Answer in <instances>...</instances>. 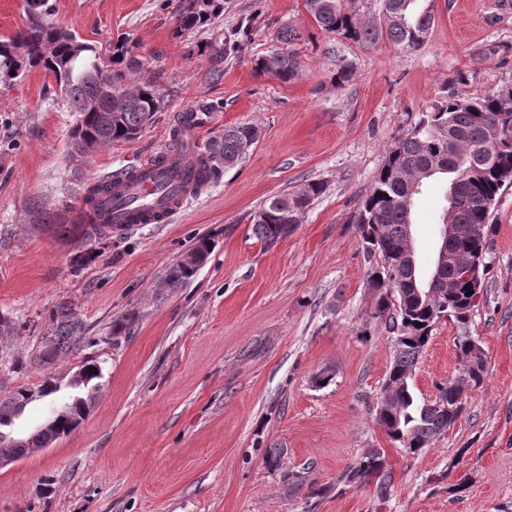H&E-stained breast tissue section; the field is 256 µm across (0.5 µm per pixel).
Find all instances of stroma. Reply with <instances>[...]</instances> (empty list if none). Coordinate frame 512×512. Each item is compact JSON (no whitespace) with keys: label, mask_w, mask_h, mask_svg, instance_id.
Instances as JSON below:
<instances>
[{"label":"stroma","mask_w":512,"mask_h":512,"mask_svg":"<svg viewBox=\"0 0 512 512\" xmlns=\"http://www.w3.org/2000/svg\"><path fill=\"white\" fill-rule=\"evenodd\" d=\"M54 18L103 47L126 39L146 63L160 107L140 137L77 155V121L52 74L35 68L0 83V397L72 375L96 358L95 406L69 435L0 468V512H512V186L501 192L488 236L484 288L467 329L436 325L412 381L422 399L459 370L455 341L468 332L486 355L483 383L462 417L418 455L375 421L392 361V336L370 318L374 294L355 216L386 151L422 113L456 90L512 87V0H423L434 15L427 41L409 50L381 40L364 48L325 35L304 0H223L208 25L177 33L178 0H50ZM248 40L217 58L214 50ZM295 28L299 79L257 75L254 60L278 30ZM356 71L335 88L337 58ZM207 108L203 129L178 128ZM260 136L172 224H139L91 242L44 226L79 207L93 178L163 150L209 149L227 126ZM320 180L325 193L274 247L251 216L272 195ZM446 204L428 183L413 212L422 272H429ZM214 248L174 293L155 284L197 237ZM84 338L53 364L31 363L61 306ZM134 312L131 335L110 337ZM333 379L315 386L314 374ZM384 449L390 484L348 487L343 471Z\"/></svg>","instance_id":"stroma-1"}]
</instances>
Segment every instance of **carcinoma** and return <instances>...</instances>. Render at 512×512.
Masks as SVG:
<instances>
[{
	"label": "carcinoma",
	"mask_w": 512,
	"mask_h": 512,
	"mask_svg": "<svg viewBox=\"0 0 512 512\" xmlns=\"http://www.w3.org/2000/svg\"><path fill=\"white\" fill-rule=\"evenodd\" d=\"M41 23L25 26L0 39V46H22L25 58L15 59L0 51V71L22 67L21 74L41 68L52 74L62 93L78 113L74 127L73 148L86 153L83 144L94 150L112 143L136 138L145 128L146 114L159 109L154 85L139 81L144 62L126 46L117 42L103 54L94 45L85 53L73 56L69 42L61 36L63 27L52 17L49 0H35ZM365 0H305V8L317 27L327 35L369 47L386 37L406 49L422 46L434 23V15L419 7L420 0H382L384 23L380 24L364 9ZM211 12L194 14L178 6L177 30L189 31L206 25L222 8V0H210ZM299 32L291 27L280 29L273 49L255 60L254 70L284 84L296 80L301 71L295 52ZM107 75L116 85L123 106L116 108V99L103 93L96 73ZM355 76L351 62L338 59L332 83L337 88L349 85ZM254 125L240 123L224 128V136L216 141L214 150L224 159V167L232 168L246 156L253 145ZM434 178L446 180L445 218L456 228L448 236V253L468 260L473 278L455 288L438 286L417 297L409 291L375 295L371 318L384 324L389 333L405 336L394 347V355L377 400L384 409L375 410V420L385 425L390 441L415 455L431 447L434 440L463 414L464 403L448 416L438 401H445L453 389L443 383L436 387L437 400H419L412 391V372L426 348L432 324L438 314L446 313L464 325L472 306L467 289L483 288L486 240L467 235L470 226L485 225L490 231V217L503 188L512 183V88L487 93L481 97L465 96L450 91L448 97L425 112L402 138L398 148L386 152L384 163L368 194L359 205L358 231L371 256L380 258V265L369 275L370 288L377 287L375 276L396 278L407 285L424 283L418 273L415 252L408 251L406 226L412 224L414 200ZM325 191L320 181H308L297 190L268 198L253 214L255 236L272 247L288 236L285 224H297L304 211ZM65 241L87 242L111 235L109 225L94 221L55 225ZM211 243L198 239L192 248L168 265L157 284L163 292L174 293L186 287L206 262ZM136 314L127 313L112 320L111 334L130 333ZM84 326L77 313L65 306L52 320L50 332L41 337L39 349L31 360L40 365L51 364L71 351L83 340ZM85 383L63 393L57 378H45L40 387L43 397L54 400L64 414L54 413L52 426L42 427L9 446L0 445V453L15 460L30 454L32 448H47L69 434L84 419L83 408L92 406L96 398L97 380L102 368L94 360L82 362ZM25 402L24 389L15 390L0 400V431H10L17 413ZM386 460L384 451L371 448L364 452L342 475L348 486L361 487L379 479L385 489Z\"/></svg>",
	"instance_id": "cac0c4a2"
}]
</instances>
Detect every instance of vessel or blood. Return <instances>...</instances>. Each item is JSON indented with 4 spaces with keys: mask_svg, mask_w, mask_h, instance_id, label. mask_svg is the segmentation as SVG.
I'll return each instance as SVG.
<instances>
[{
    "mask_svg": "<svg viewBox=\"0 0 512 512\" xmlns=\"http://www.w3.org/2000/svg\"><path fill=\"white\" fill-rule=\"evenodd\" d=\"M199 150L167 151L162 160L151 159L133 176H108L104 194V222L119 231L134 224H166L193 197L199 179Z\"/></svg>",
    "mask_w": 512,
    "mask_h": 512,
    "instance_id": "vessel-or-blood-1",
    "label": "vessel or blood"
}]
</instances>
